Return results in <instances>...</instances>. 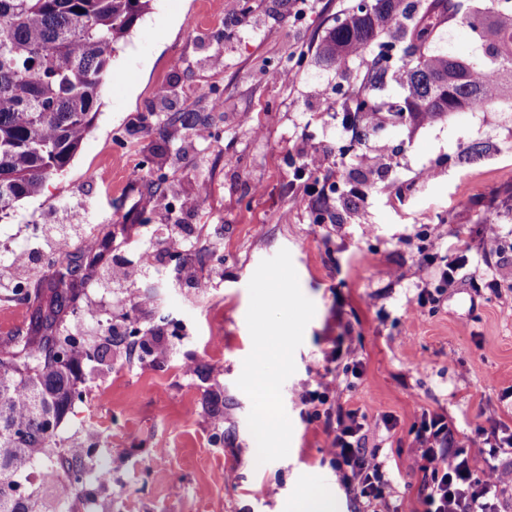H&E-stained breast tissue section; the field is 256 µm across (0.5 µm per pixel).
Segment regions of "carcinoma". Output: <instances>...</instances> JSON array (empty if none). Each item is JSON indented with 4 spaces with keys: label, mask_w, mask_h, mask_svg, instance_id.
Segmentation results:
<instances>
[{
    "label": "carcinoma",
    "mask_w": 512,
    "mask_h": 512,
    "mask_svg": "<svg viewBox=\"0 0 512 512\" xmlns=\"http://www.w3.org/2000/svg\"><path fill=\"white\" fill-rule=\"evenodd\" d=\"M151 0H0V220L40 195L65 172L94 127L112 57ZM459 13L448 0H371L325 32L319 54L346 70L355 51L396 31L407 43L399 65L374 59L343 105L354 123L373 110L371 92L399 74L406 90L394 115L410 124L445 119L499 100H512V6L482 0L463 15L479 34L484 61L471 63L442 44ZM32 298V333L0 343V512H63L86 487L88 460L73 464L52 448L62 417L77 395L75 369L100 357V346L75 335L66 316L81 297L85 275L74 261L50 266ZM59 467L52 502L29 477Z\"/></svg>",
    "instance_id": "1"
}]
</instances>
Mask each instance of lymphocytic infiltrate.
I'll return each instance as SVG.
<instances>
[{
  "label": "lymphocytic infiltrate",
  "instance_id": "1",
  "mask_svg": "<svg viewBox=\"0 0 512 512\" xmlns=\"http://www.w3.org/2000/svg\"><path fill=\"white\" fill-rule=\"evenodd\" d=\"M341 386L336 377L319 381L317 389L303 392L301 401L324 424L327 452L341 485L368 507L392 512L386 465L366 452L370 423L358 410L329 401L330 392ZM413 431L423 512H501V501L512 490V468L500 460L512 452V426L493 421L461 442L445 414L425 409Z\"/></svg>",
  "mask_w": 512,
  "mask_h": 512
}]
</instances>
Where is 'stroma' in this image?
<instances>
[{
    "label": "stroma",
    "instance_id": "stroma-1",
    "mask_svg": "<svg viewBox=\"0 0 512 512\" xmlns=\"http://www.w3.org/2000/svg\"><path fill=\"white\" fill-rule=\"evenodd\" d=\"M353 0H240L234 25L219 0H152L112 60L99 113L67 171L0 220V266L15 253H48L52 225L91 235L111 225L103 266L134 259L140 240L164 253L169 228L153 212V181L181 198L210 185L184 214L196 276L223 271L213 288L141 278L150 305L125 317L99 273L84 284L74 333L108 350L82 364L80 392L55 431L57 447L83 455L95 436L91 481L68 512H292L309 486H326L340 512H366L337 480L323 424L300 401L327 368L362 363L341 399L372 425L368 452L386 462L399 512H422L412 425L421 409L446 414L458 437L486 420L512 425V264L481 259L490 232L512 243V111L494 103L418 125L391 114L397 84L374 91L380 118L360 139L341 121L347 89L379 52L348 71L322 62L326 28ZM220 16V26L209 24ZM289 70L293 83L278 81ZM171 95L160 99L156 89ZM223 111H213L212 97ZM207 129L209 140L196 137ZM303 146L329 156L331 220L318 223L291 161ZM479 155H472V148ZM467 265L439 306L417 307L423 257L443 243ZM496 277L498 290L484 288ZM109 308V307H108ZM135 320L161 356L108 344ZM275 369L272 449L252 454L260 401L245 380ZM394 416L393 431L382 425Z\"/></svg>",
    "mask_w": 512,
    "mask_h": 512
}]
</instances>
